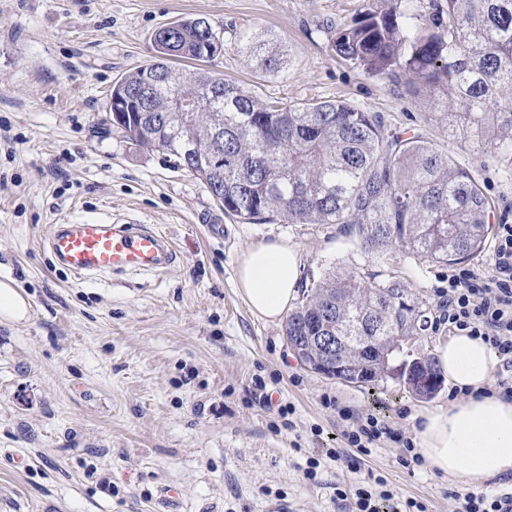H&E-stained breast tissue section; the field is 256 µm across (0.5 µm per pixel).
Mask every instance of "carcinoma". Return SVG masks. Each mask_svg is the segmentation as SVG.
<instances>
[{
    "label": "carcinoma",
    "instance_id": "obj_1",
    "mask_svg": "<svg viewBox=\"0 0 512 512\" xmlns=\"http://www.w3.org/2000/svg\"><path fill=\"white\" fill-rule=\"evenodd\" d=\"M366 0L351 25L329 28L337 58L418 93L448 90L436 117L448 135H466L512 163V0H434L422 24L400 22L397 7ZM214 26L204 17L157 30L153 56L112 84V98L163 80L147 112L121 129L130 139L176 158L203 180L224 213L249 223L338 224L376 270L327 272L288 312L284 335L304 365L323 348L315 337L359 327L362 342L337 345L334 378L372 384L394 376L410 388L407 367H426L441 386L434 358L413 350L430 307L385 270L403 249L451 266L480 253L495 219L484 187L421 128L401 132L351 103L268 104L240 85L176 61L206 62ZM276 35L242 32L238 50L270 75L282 72ZM183 97L204 106L176 112ZM197 127L188 142L180 126Z\"/></svg>",
    "mask_w": 512,
    "mask_h": 512
}]
</instances>
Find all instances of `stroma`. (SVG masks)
Returning <instances> with one entry per match:
<instances>
[{
  "label": "stroma",
  "instance_id": "1",
  "mask_svg": "<svg viewBox=\"0 0 512 512\" xmlns=\"http://www.w3.org/2000/svg\"><path fill=\"white\" fill-rule=\"evenodd\" d=\"M362 0H0V281L28 299L0 319V512H349L337 488L380 477L426 512H456L459 486L403 467L381 441L346 459L357 417L415 437L419 413L447 406L401 383L372 386L306 368L283 321L238 291L243 253L281 239L300 255V291L366 261L335 224H256L225 215L207 185L109 119L112 84L149 62L153 36L187 16L220 31L210 64L268 102L344 100L391 127L424 128L473 169L496 211L512 210V167L449 138L429 92L416 95L342 63L328 29ZM272 31L281 74L239 54L240 32ZM99 220L166 233L179 260L157 273L75 276L45 247L52 225ZM395 275L437 305L446 269L398 251ZM272 396L271 406L259 401ZM290 406L288 415L278 409ZM342 449L343 460L326 455ZM320 461L315 480L306 460Z\"/></svg>",
  "mask_w": 512,
  "mask_h": 512
}]
</instances>
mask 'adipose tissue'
<instances>
[{"label":"adipose tissue","mask_w":512,"mask_h":512,"mask_svg":"<svg viewBox=\"0 0 512 512\" xmlns=\"http://www.w3.org/2000/svg\"><path fill=\"white\" fill-rule=\"evenodd\" d=\"M299 277V252L280 239L252 245L239 261V292L257 316L269 321L283 316ZM434 356L464 397L422 414L417 452L433 470L469 487L512 472V400L484 393L497 364L493 349L459 333L439 342Z\"/></svg>","instance_id":"obj_1"}]
</instances>
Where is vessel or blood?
Listing matches in <instances>:
<instances>
[{
  "label": "vessel or blood",
  "mask_w": 512,
  "mask_h": 512,
  "mask_svg": "<svg viewBox=\"0 0 512 512\" xmlns=\"http://www.w3.org/2000/svg\"><path fill=\"white\" fill-rule=\"evenodd\" d=\"M46 245L70 272L80 276L164 271L177 259L166 234L108 222L54 225Z\"/></svg>",
  "instance_id": "vessel-or-blood-1"
}]
</instances>
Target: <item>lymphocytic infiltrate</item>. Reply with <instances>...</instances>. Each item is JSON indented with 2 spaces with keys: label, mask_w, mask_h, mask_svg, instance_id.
Segmentation results:
<instances>
[{
  "label": "lymphocytic infiltrate",
  "mask_w": 512,
  "mask_h": 512,
  "mask_svg": "<svg viewBox=\"0 0 512 512\" xmlns=\"http://www.w3.org/2000/svg\"><path fill=\"white\" fill-rule=\"evenodd\" d=\"M443 286L437 287L439 314L436 325L449 331H463L479 338L496 351L500 364L493 385L503 399H512V223L498 222L492 239L487 272L471 267L449 271ZM349 447L369 454L380 439L412 448L411 439L367 415L354 429L344 431ZM355 512H408L406 504L396 500L383 480L375 484L359 483L355 490Z\"/></svg>",
  "instance_id": "lymphocytic-infiltrate-1"
}]
</instances>
